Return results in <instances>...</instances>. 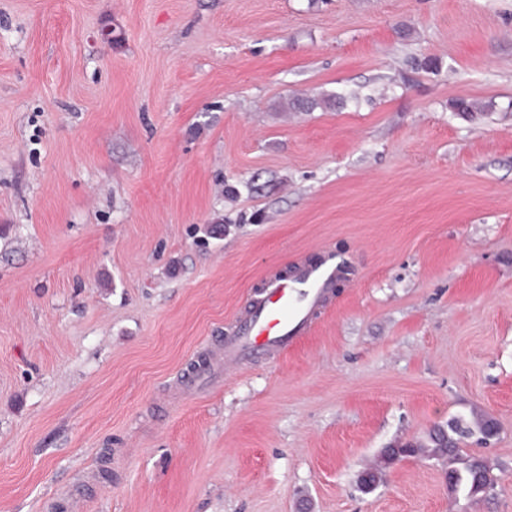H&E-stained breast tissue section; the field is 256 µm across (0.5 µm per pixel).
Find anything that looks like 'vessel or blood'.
Instances as JSON below:
<instances>
[{"instance_id": "vessel-or-blood-1", "label": "vessel or blood", "mask_w": 512, "mask_h": 512, "mask_svg": "<svg viewBox=\"0 0 512 512\" xmlns=\"http://www.w3.org/2000/svg\"><path fill=\"white\" fill-rule=\"evenodd\" d=\"M345 274V262L326 253L316 262H300L290 274L264 280L239 328L220 344L203 346L198 376L227 372L250 357L273 359L306 336Z\"/></svg>"}]
</instances>
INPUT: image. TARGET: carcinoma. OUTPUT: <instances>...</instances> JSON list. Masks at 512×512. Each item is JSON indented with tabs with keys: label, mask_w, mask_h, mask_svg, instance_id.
<instances>
[{
	"label": "carcinoma",
	"mask_w": 512,
	"mask_h": 512,
	"mask_svg": "<svg viewBox=\"0 0 512 512\" xmlns=\"http://www.w3.org/2000/svg\"><path fill=\"white\" fill-rule=\"evenodd\" d=\"M336 106V97L314 98L291 97L288 109L295 112L313 111L317 108ZM496 422L476 411L471 416L453 417L448 420L447 429L440 427L429 430L425 435L408 441H397L382 449L378 458L380 465L366 468L357 477V489L368 494L380 483L384 470L396 461L413 457L435 461L445 473L448 492L454 499L461 497L470 501H488L484 495L485 484L494 478L493 465L482 454L468 453L463 444L469 439L480 437Z\"/></svg>",
	"instance_id": "1"
}]
</instances>
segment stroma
<instances>
[{
  "instance_id": "35a3bbf8",
  "label": "stroma",
  "mask_w": 512,
  "mask_h": 512,
  "mask_svg": "<svg viewBox=\"0 0 512 512\" xmlns=\"http://www.w3.org/2000/svg\"><path fill=\"white\" fill-rule=\"evenodd\" d=\"M326 250L311 332L197 384ZM473 409L495 501L357 490ZM0 512H512V0H0ZM336 106L335 96H321L314 98L291 97L288 100V109L295 112L313 111L317 108H332Z\"/></svg>"
}]
</instances>
